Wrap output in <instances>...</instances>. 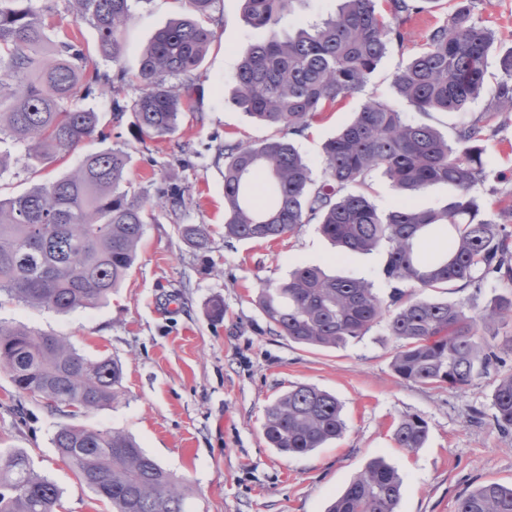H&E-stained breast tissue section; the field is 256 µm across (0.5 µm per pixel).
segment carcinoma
<instances>
[{
    "instance_id": "obj_1",
    "label": "carcinoma",
    "mask_w": 512,
    "mask_h": 512,
    "mask_svg": "<svg viewBox=\"0 0 512 512\" xmlns=\"http://www.w3.org/2000/svg\"><path fill=\"white\" fill-rule=\"evenodd\" d=\"M77 20L98 31L95 53L59 34L51 5L0 0V175L23 150L26 166H46L95 133L98 113L82 104L108 89L117 98L132 79L138 96L117 112L131 114L140 142L167 141L193 111L190 77L214 38L207 26L214 0H182L186 14L158 30L140 55L135 76L102 71L99 61H119L131 0H70ZM300 0H244L243 18L254 28L277 24ZM432 0H341L337 17L299 27L284 39L248 45L241 54L234 100L250 117L280 136L224 143V238L272 241L303 224L318 225L343 256L384 254L380 297L365 278L329 275L297 265L281 282L261 283L257 304L269 331L313 348H336L386 323L396 340L391 367L420 385L463 388L489 373L498 360L485 330L512 321V295L472 311L462 302L424 292L463 283L480 287L489 277L512 280V248L502 225L483 217L475 186L484 174L485 130L512 112V48L498 55L503 79L484 113L465 118L487 92L494 32L471 20L459 0L443 24L430 30L418 52L394 76L393 86L416 111H444L457 119L453 138L408 121L382 99L366 100L355 118L322 144V177L298 152L292 137L323 112L363 90L388 45L405 41L404 25ZM182 78L172 85L169 80ZM129 155L109 148L86 156L71 173L0 199V297L66 314L102 303L134 267L145 225L186 206L175 184L157 194L135 185ZM379 173L402 199L385 210L371 200L369 179ZM457 190L441 208L421 209L411 198L434 184ZM194 251L210 252L202 224H178ZM444 232L441 249L426 240ZM410 284L420 294L407 293ZM0 367L22 393L69 415L109 406L123 371L109 357L87 358L62 336L0 324ZM491 421L512 432V373L492 394ZM345 431L335 395L299 384L265 410L263 434L271 447L305 454ZM428 426L401 418L395 444L423 446ZM52 443L72 471L112 512H184L188 489L120 430L64 425ZM62 491L38 473L27 452L0 454V512H60ZM401 481L382 459L370 461L327 512H399ZM457 512H512V484L487 482L460 496Z\"/></svg>"
}]
</instances>
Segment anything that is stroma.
I'll return each mask as SVG.
<instances>
[{
  "mask_svg": "<svg viewBox=\"0 0 512 512\" xmlns=\"http://www.w3.org/2000/svg\"><path fill=\"white\" fill-rule=\"evenodd\" d=\"M456 0H438L407 25L404 44H391L363 92L337 104L294 143L313 170L321 147L351 120L368 97L389 101L409 120H425L450 133L446 113L420 116L398 97L393 76L419 51L430 29L446 20ZM340 0H307L272 28L243 20L242 0H215L209 26L215 40L194 73L196 110L162 147L140 144L129 118H117L110 92L89 104L99 114L95 135L60 161L32 172L16 164L0 178V197L73 171L89 153L122 147L130 155L129 177L149 190L177 184L187 207L183 221L205 225L212 250L194 254L166 215L146 225L140 255L109 300L62 315L7 299L0 323L66 337L91 358L109 357L123 369V391L110 406L78 417L89 429L124 431L188 487L186 512H325L335 496L373 459H384L402 480L399 512H456L462 494L496 481L512 483V434L492 425L491 395L498 378L512 373V351L502 364L465 388L429 387L399 379L392 371L393 337L383 324L335 349H312L270 333L255 302L260 283L279 282L297 265H318L332 274L370 280L379 296L391 288L379 252L334 260L335 249L305 224L270 242L224 239V143L260 142L276 134L254 122L233 99L243 48L285 37L300 26L337 14ZM182 10L180 0H131L132 20L123 36L119 65L137 72L144 45ZM473 22L495 34V50L512 47V0H472ZM485 172L477 192L486 210L512 235V112L491 133ZM171 180H164V173ZM512 292V281L490 279L480 287L451 285L434 291L439 300L478 307ZM224 302V318L212 321V298ZM297 384L329 391L343 404L346 431L340 439L303 455L271 448L262 423L268 404ZM485 417L475 420L474 410ZM408 415L428 424L423 448L397 447L393 425ZM70 419L50 412L17 390L0 368V451L25 450L38 472L63 491L62 512H108L75 477L52 444Z\"/></svg>",
  "mask_w": 512,
  "mask_h": 512,
  "instance_id": "1",
  "label": "stroma"
}]
</instances>
